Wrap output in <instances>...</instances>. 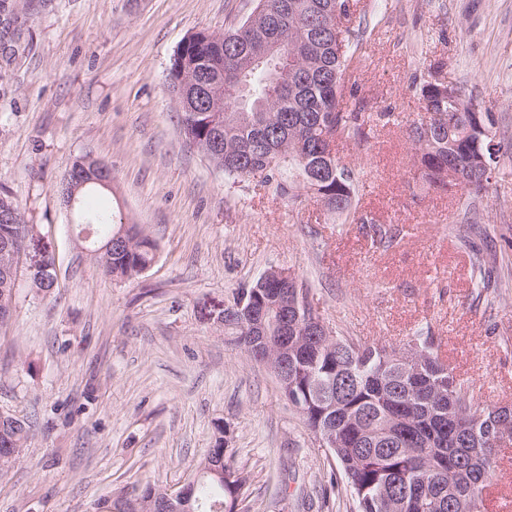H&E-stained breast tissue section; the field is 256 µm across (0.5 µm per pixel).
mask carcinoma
Masks as SVG:
<instances>
[{"instance_id":"obj_1","label":"carcinoma","mask_w":512,"mask_h":512,"mask_svg":"<svg viewBox=\"0 0 512 512\" xmlns=\"http://www.w3.org/2000/svg\"><path fill=\"white\" fill-rule=\"evenodd\" d=\"M359 0H257L240 27L222 35L197 33L180 44L168 69V87L181 104V85L195 78L224 96V111L203 102L180 112L185 138L233 182L257 178V186L291 205L307 197L322 207L328 220L350 218L358 194L355 173L327 149L366 136L359 104L345 94L350 78L351 47L360 34ZM271 42L283 53L266 56ZM421 103L408 126V141L418 179L448 191L443 172L462 166L461 194H479L489 182L479 159L493 161L503 150L495 140L494 118L459 110L423 80L415 86ZM430 120L431 137L423 142L419 126ZM82 180H61L55 191L63 205L76 196V226L96 246L126 230L130 249L96 255L103 271L131 279L151 265L156 244L138 225L115 220L112 211H85L83 198L107 188L98 182L93 161L72 164ZM23 233L21 211L12 193L0 185V242L4 233ZM0 255V324L13 315L15 277ZM55 256L45 251L44 266L33 283L44 296L55 287ZM280 284L258 279L226 303L224 335L240 344L255 333V320L238 315L237 306L264 307L266 324L277 319ZM288 298L300 317L288 312V335L298 344L288 356L294 386L284 396L305 424L334 434L341 445L332 450L356 503L357 512H459L460 502L486 512L499 452L512 445V415L496 406L477 409L468 387L439 357L431 337L417 336L395 347L361 343L345 336L327 341L319 335L322 317L299 279L288 284ZM407 358L409 374L398 365ZM28 424L11 414L0 416V475L8 472L26 447ZM224 426H215L214 441L193 479L182 512H235L245 485L243 473L226 457ZM165 491L149 484L134 496L120 495L94 504V512H153Z\"/></svg>"}]
</instances>
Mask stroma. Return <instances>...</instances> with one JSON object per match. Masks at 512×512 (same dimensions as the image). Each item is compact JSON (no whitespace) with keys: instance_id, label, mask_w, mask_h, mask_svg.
I'll use <instances>...</instances> for the list:
<instances>
[{"instance_id":"obj_1","label":"stroma","mask_w":512,"mask_h":512,"mask_svg":"<svg viewBox=\"0 0 512 512\" xmlns=\"http://www.w3.org/2000/svg\"><path fill=\"white\" fill-rule=\"evenodd\" d=\"M361 4L350 81L364 112L393 119L339 154L358 176V212L392 229L385 243L365 224L316 223L312 201L228 181L185 140L170 60L193 33L238 27L255 0H16L0 184L26 234L50 243L56 280L45 297L20 268L0 327V412L30 426L0 477V512H91L147 483L178 490L219 422L247 478L239 512H354L337 460L274 373L209 317L272 267L311 288L330 329L396 346L429 334L475 406L512 405V287L482 288L471 266L472 249L512 238V156L492 164L482 196L440 193L416 181L406 135L412 84L439 62L512 141V0ZM80 156L111 168L106 202L157 245L133 279L102 273L54 191Z\"/></svg>"}]
</instances>
